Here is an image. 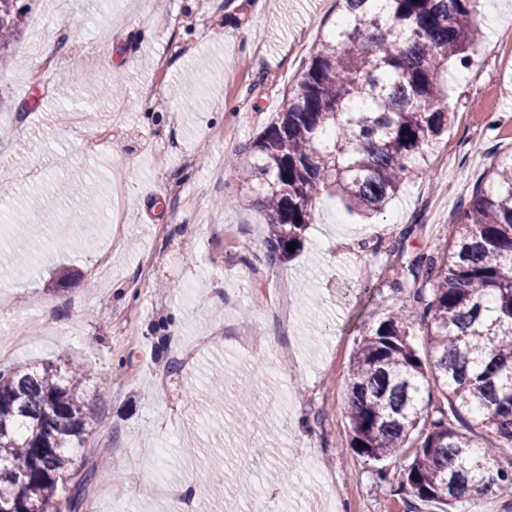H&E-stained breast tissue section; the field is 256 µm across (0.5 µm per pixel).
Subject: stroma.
Segmentation results:
<instances>
[{
	"mask_svg": "<svg viewBox=\"0 0 512 512\" xmlns=\"http://www.w3.org/2000/svg\"><path fill=\"white\" fill-rule=\"evenodd\" d=\"M19 4L0 69V367L90 370L91 432L58 500L172 512L163 487L192 482L193 512H310L320 496L335 512H438L401 491L408 452L382 479L350 448L348 369L402 305L395 280L443 252L476 179L512 150V63L490 53L512 30V0H481V49L440 75L453 120L426 177L369 217L316 200L289 262L270 257L263 212L224 161L250 167L248 144L335 0ZM39 20L59 50L49 61L32 45ZM116 74L122 93L103 99ZM64 186L107 214L122 200L124 223L84 238ZM216 370L248 397L205 406Z\"/></svg>",
	"mask_w": 512,
	"mask_h": 512,
	"instance_id": "35a3bbf8",
	"label": "stroma"
}]
</instances>
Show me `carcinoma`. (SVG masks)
<instances>
[{"label": "carcinoma", "mask_w": 512, "mask_h": 512, "mask_svg": "<svg viewBox=\"0 0 512 512\" xmlns=\"http://www.w3.org/2000/svg\"><path fill=\"white\" fill-rule=\"evenodd\" d=\"M342 15L313 47L291 95L249 144L253 166L229 178L265 210L271 257L293 256L314 203L338 196L378 213L407 181L426 176L429 151L451 115L439 74L482 43L479 0H342ZM0 0V36L20 21ZM405 301L358 342L348 374L350 447L380 462L416 443L401 486L442 512L512 492V153L476 181L448 229L443 255L411 263ZM425 326L431 363L411 345ZM433 380L447 405L424 400ZM87 376L73 362L0 370V512H52L91 417ZM496 444L482 448L478 431Z\"/></svg>", "instance_id": "cac0c4a2"}]
</instances>
